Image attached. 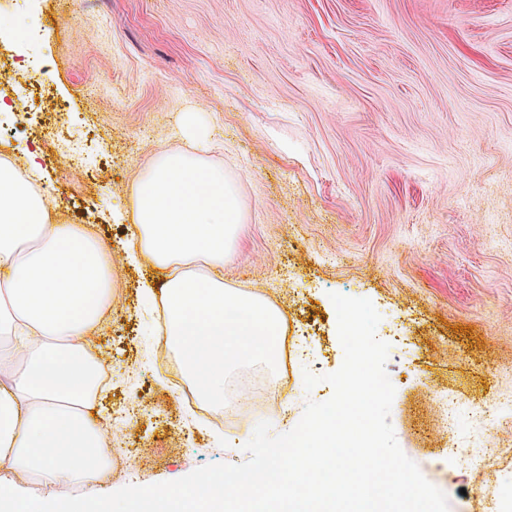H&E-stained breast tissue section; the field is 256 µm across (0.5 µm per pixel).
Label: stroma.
Masks as SVG:
<instances>
[{"mask_svg": "<svg viewBox=\"0 0 512 512\" xmlns=\"http://www.w3.org/2000/svg\"><path fill=\"white\" fill-rule=\"evenodd\" d=\"M0 54L39 61L7 101L30 103L44 82L52 106L77 115L66 138L86 144L70 166L44 133L0 127V159L39 155L55 224H87L109 247L112 298L94 346L112 386L94 417L111 420L112 445L138 449L113 489L241 463L234 441L269 421L300 420L305 370L337 371L344 352L330 299L371 300L377 336L404 324L387 372L396 440L450 512H501L512 497V417L481 410L512 396V0H0ZM211 144L210 164L236 180L244 222L224 256L226 286L276 306L287 336L317 319L308 360L233 367L288 396L286 419L256 414L216 433L179 427L186 409L156 373L160 334L145 294L163 270L127 250L131 184L163 149H189L183 113ZM468 406L445 431L433 400ZM138 403L122 422L120 410ZM461 454L437 462L449 439ZM496 449L482 469L471 453Z\"/></svg>", "mask_w": 512, "mask_h": 512, "instance_id": "stroma-1", "label": "stroma"}]
</instances>
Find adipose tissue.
<instances>
[{
  "label": "adipose tissue",
  "mask_w": 512,
  "mask_h": 512,
  "mask_svg": "<svg viewBox=\"0 0 512 512\" xmlns=\"http://www.w3.org/2000/svg\"><path fill=\"white\" fill-rule=\"evenodd\" d=\"M40 174L33 153L22 167L0 162V325L22 340L0 345V512H112L96 479L112 448L84 415L96 380L86 338L112 296L111 263L87 225L49 224ZM133 196L131 249L167 272L163 335L199 398L223 402L230 360L274 364L283 330L277 308L224 284V254L244 218L238 188L202 151L165 149ZM18 472L87 492L68 507L22 497Z\"/></svg>",
  "instance_id": "adipose-tissue-1"
}]
</instances>
